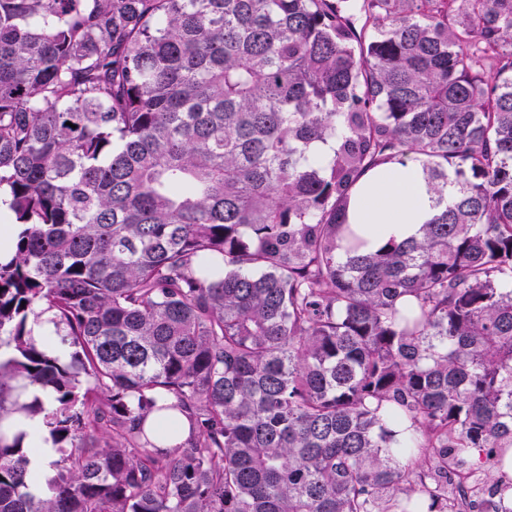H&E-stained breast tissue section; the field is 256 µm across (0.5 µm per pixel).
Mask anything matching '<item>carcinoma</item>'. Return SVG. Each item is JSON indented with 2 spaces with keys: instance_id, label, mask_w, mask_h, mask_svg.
Returning a JSON list of instances; mask_svg holds the SVG:
<instances>
[{
  "instance_id": "1",
  "label": "carcinoma",
  "mask_w": 512,
  "mask_h": 512,
  "mask_svg": "<svg viewBox=\"0 0 512 512\" xmlns=\"http://www.w3.org/2000/svg\"><path fill=\"white\" fill-rule=\"evenodd\" d=\"M409 162L437 212L367 252ZM0 193V512H449L512 464V0H0ZM435 213V199L418 166L388 164L363 178L349 207L348 223L365 229L366 250L375 251L392 237L400 241L417 236ZM21 427L28 432L31 447L37 448L36 452L30 456L29 470L36 476V480L30 485V490L33 494L38 495L43 490L45 482L44 475L49 468L50 471L47 477L54 475L50 464L56 456V451L55 448L45 440L46 436L40 418L27 419L22 423Z\"/></svg>"
}]
</instances>
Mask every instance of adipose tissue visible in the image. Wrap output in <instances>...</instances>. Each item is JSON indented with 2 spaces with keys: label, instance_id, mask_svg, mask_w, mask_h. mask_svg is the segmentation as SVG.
Wrapping results in <instances>:
<instances>
[{
  "label": "adipose tissue",
  "instance_id": "1",
  "mask_svg": "<svg viewBox=\"0 0 512 512\" xmlns=\"http://www.w3.org/2000/svg\"><path fill=\"white\" fill-rule=\"evenodd\" d=\"M435 212V199L418 166L411 162L388 164L363 178L349 207L348 221L364 228L367 247L374 251L389 239L402 240L418 235L421 225ZM22 427L28 432L34 449L29 470L35 479L30 490L37 495L43 490L44 475L56 451L46 442L40 419L25 420Z\"/></svg>",
  "mask_w": 512,
  "mask_h": 512
}]
</instances>
